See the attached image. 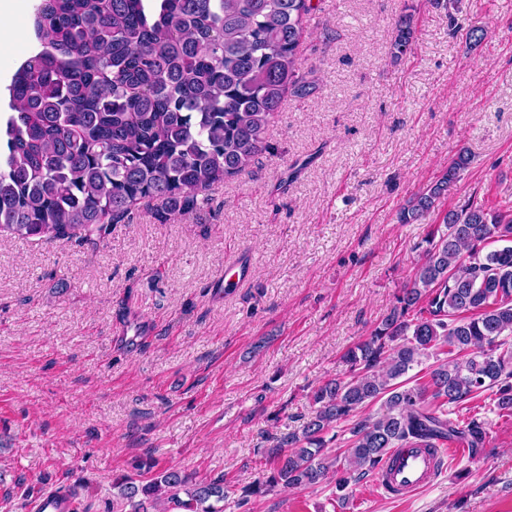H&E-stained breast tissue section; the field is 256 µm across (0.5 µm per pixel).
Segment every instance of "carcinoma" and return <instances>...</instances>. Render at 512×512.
I'll list each match as a JSON object with an SVG mask.
<instances>
[{"instance_id":"carcinoma-1","label":"carcinoma","mask_w":512,"mask_h":512,"mask_svg":"<svg viewBox=\"0 0 512 512\" xmlns=\"http://www.w3.org/2000/svg\"><path fill=\"white\" fill-rule=\"evenodd\" d=\"M314 0H40L39 48L8 86L0 125V232L85 240L157 201V219L187 215L218 183L268 149L266 132L287 96L313 92L297 50ZM407 17L392 54L412 51ZM461 148L398 213L413 224L447 195L470 163ZM491 242L498 249L487 251ZM422 262L370 336L342 355L345 371L310 395L300 432L268 449L270 473L241 488V501L276 487L309 488L335 476L337 498L376 473L395 448L457 444L486 455L485 421L448 417L491 390L512 413V211L466 203L424 240ZM424 380L409 371L438 352ZM378 405L359 418L360 410ZM347 424V454L326 435ZM112 512H224V478L171 468L144 482L112 483Z\"/></svg>"}]
</instances>
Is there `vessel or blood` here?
I'll return each instance as SVG.
<instances>
[{
    "label": "vessel or blood",
    "instance_id": "obj_1",
    "mask_svg": "<svg viewBox=\"0 0 512 512\" xmlns=\"http://www.w3.org/2000/svg\"><path fill=\"white\" fill-rule=\"evenodd\" d=\"M460 448H403L379 468L376 481L385 493L402 498L417 493L434 481L445 458H459Z\"/></svg>",
    "mask_w": 512,
    "mask_h": 512
}]
</instances>
